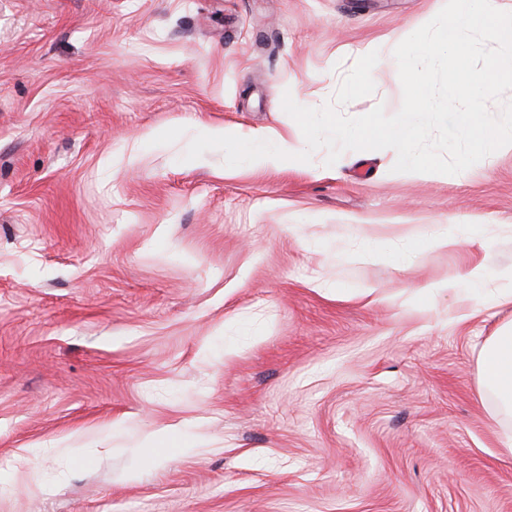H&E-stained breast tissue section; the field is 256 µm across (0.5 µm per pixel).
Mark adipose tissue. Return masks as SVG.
<instances>
[{"instance_id":"adipose-tissue-1","label":"adipose tissue","mask_w":512,"mask_h":512,"mask_svg":"<svg viewBox=\"0 0 512 512\" xmlns=\"http://www.w3.org/2000/svg\"><path fill=\"white\" fill-rule=\"evenodd\" d=\"M246 161L255 171L294 168L300 165L301 157L286 138H276L268 148H254ZM489 252L490 239L483 225L451 224L433 233L427 240L428 247L449 248L460 244ZM490 274L487 262L473 266L462 281L442 284L441 287L416 288V295L435 294L442 290H462L477 299L481 305L493 308L505 298L512 296V274H502V287H489ZM479 381L482 390L490 392L501 414L512 416V326L499 329L491 336L479 354Z\"/></svg>"}]
</instances>
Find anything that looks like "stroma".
I'll return each mask as SVG.
<instances>
[{
    "label": "stroma",
    "instance_id": "1",
    "mask_svg": "<svg viewBox=\"0 0 512 512\" xmlns=\"http://www.w3.org/2000/svg\"><path fill=\"white\" fill-rule=\"evenodd\" d=\"M445 0H0V512H512L478 386L512 302L411 298L483 258L371 244L485 224L512 269V150L406 178L388 150L231 165L203 127L306 148ZM163 432L160 458L147 437Z\"/></svg>",
    "mask_w": 512,
    "mask_h": 512
}]
</instances>
